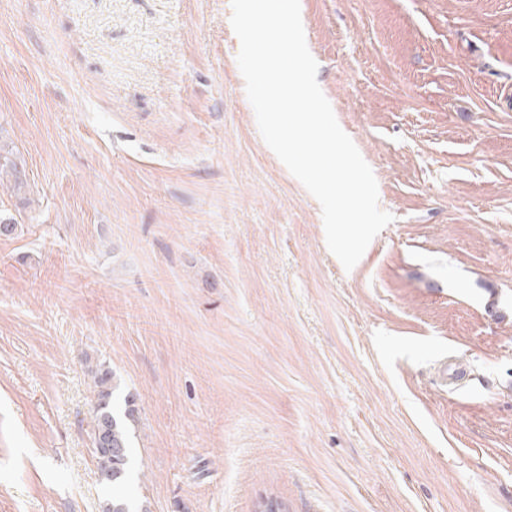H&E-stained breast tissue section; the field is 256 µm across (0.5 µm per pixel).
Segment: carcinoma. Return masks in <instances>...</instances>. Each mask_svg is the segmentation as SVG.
<instances>
[{"label":"carcinoma","mask_w":512,"mask_h":512,"mask_svg":"<svg viewBox=\"0 0 512 512\" xmlns=\"http://www.w3.org/2000/svg\"><path fill=\"white\" fill-rule=\"evenodd\" d=\"M96 394V423L93 446L97 468L112 496L106 499L103 512H134V504L126 493L131 457L130 429L136 422L134 401L124 399V408L113 400L112 372L106 368L93 371Z\"/></svg>","instance_id":"obj_1"}]
</instances>
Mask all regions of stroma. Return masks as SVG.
<instances>
[{
  "label": "stroma",
  "mask_w": 512,
  "mask_h": 512,
  "mask_svg": "<svg viewBox=\"0 0 512 512\" xmlns=\"http://www.w3.org/2000/svg\"><path fill=\"white\" fill-rule=\"evenodd\" d=\"M300 2L394 217L349 271L230 0H0V512H102L100 365L148 512H512V0Z\"/></svg>",
  "instance_id": "stroma-1"
}]
</instances>
